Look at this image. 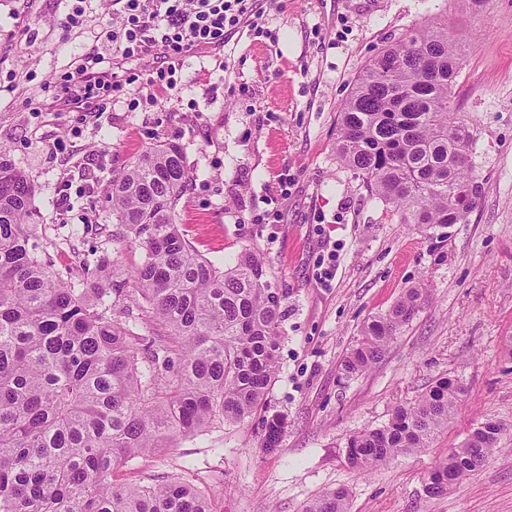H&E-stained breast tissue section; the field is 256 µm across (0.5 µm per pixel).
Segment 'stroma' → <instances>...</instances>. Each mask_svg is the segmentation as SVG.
<instances>
[{
  "mask_svg": "<svg viewBox=\"0 0 512 512\" xmlns=\"http://www.w3.org/2000/svg\"><path fill=\"white\" fill-rule=\"evenodd\" d=\"M83 24L64 32L72 0H0V148L35 183L39 246L61 279L84 287L83 267L102 255L122 274L141 262L111 216L114 171L156 141L180 145L192 171L176 207L186 241L218 266L250 250L286 294L270 412L284 416L280 444L262 446L260 416L213 429L161 456L118 467L114 480L178 476L217 493L218 512H301L342 487L349 512H512V0H276L261 34L240 30L210 57H186L178 94L129 111L145 81L87 119L45 112L59 77L111 25L114 0H85ZM441 19L462 68L456 112L473 133L481 186L465 222L404 224L336 157L340 108L364 66L412 28ZM103 154L98 184L80 171ZM292 183L277 190L280 174ZM70 181V209L58 192ZM265 213L277 222L257 223ZM336 277L315 279L325 240ZM420 285L428 301L381 360L348 376L342 363L368 319ZM466 392L429 448L361 473L350 435L388 422L435 382ZM506 425L499 448L443 497L427 496L431 470L480 422Z\"/></svg>",
  "mask_w": 512,
  "mask_h": 512,
  "instance_id": "1",
  "label": "stroma"
}]
</instances>
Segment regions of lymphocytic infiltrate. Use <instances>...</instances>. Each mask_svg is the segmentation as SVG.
<instances>
[{"label": "lymphocytic infiltrate", "mask_w": 512, "mask_h": 512, "mask_svg": "<svg viewBox=\"0 0 512 512\" xmlns=\"http://www.w3.org/2000/svg\"><path fill=\"white\" fill-rule=\"evenodd\" d=\"M119 16L100 43L61 77L62 92L50 106L58 112L105 111L100 92L138 81L124 74L126 59L154 57L147 85L178 92L181 63L193 53L223 48L228 34L263 15L260 0H120Z\"/></svg>", "instance_id": "lymphocytic-infiltrate-1"}]
</instances>
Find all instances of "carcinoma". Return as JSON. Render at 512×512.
<instances>
[{
  "label": "carcinoma",
  "mask_w": 512,
  "mask_h": 512,
  "mask_svg": "<svg viewBox=\"0 0 512 512\" xmlns=\"http://www.w3.org/2000/svg\"><path fill=\"white\" fill-rule=\"evenodd\" d=\"M460 69L448 25L427 22L365 65L339 112L338 160L404 224H458L476 204L473 135L452 101ZM190 181L182 149L168 142L115 172L112 223L142 262L120 280L105 255L88 287L75 288L36 241L35 184L0 148V512H217L214 493L178 477L113 482L125 462L266 409L277 373L286 296L256 253L220 268L186 243L174 216ZM130 294L164 333L130 327L121 306ZM426 300L413 286L370 319L345 373L375 364ZM463 393L457 379L442 378L385 425L349 436L350 467L430 447ZM285 426L280 414L263 418L265 449L279 446ZM503 431L498 421L490 433L473 429L431 471L425 492L453 490ZM303 512H348L347 495L326 491Z\"/></svg>",
  "instance_id": "1"
}]
</instances>
